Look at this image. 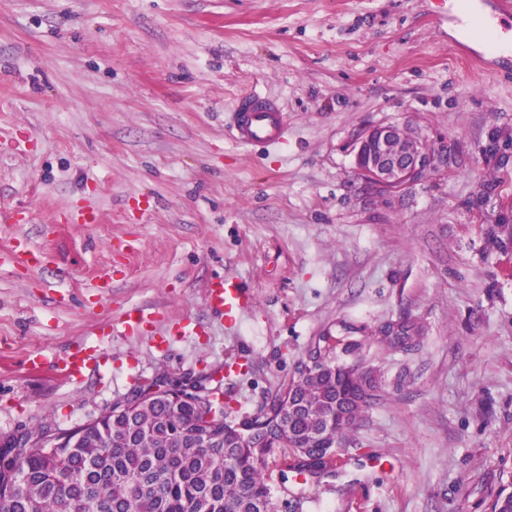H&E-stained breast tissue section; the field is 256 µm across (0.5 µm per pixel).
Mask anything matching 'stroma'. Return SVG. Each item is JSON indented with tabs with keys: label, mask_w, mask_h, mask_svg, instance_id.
<instances>
[{
	"label": "stroma",
	"mask_w": 512,
	"mask_h": 512,
	"mask_svg": "<svg viewBox=\"0 0 512 512\" xmlns=\"http://www.w3.org/2000/svg\"><path fill=\"white\" fill-rule=\"evenodd\" d=\"M455 2L0 0V210L25 215L0 223V436L159 377L251 415L329 336L381 396L332 471L271 463L275 512H489L512 491V233L488 241L512 225V56L454 37ZM253 92L288 117L280 149L229 132ZM387 123L447 146V174L366 187L355 139ZM226 274L250 297L232 328L206 298ZM134 309L152 321L125 328ZM402 321L414 350L381 340Z\"/></svg>",
	"instance_id": "stroma-1"
}]
</instances>
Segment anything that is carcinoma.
<instances>
[{"mask_svg": "<svg viewBox=\"0 0 512 512\" xmlns=\"http://www.w3.org/2000/svg\"><path fill=\"white\" fill-rule=\"evenodd\" d=\"M301 383L283 385L241 420L256 437L241 445L220 388L172 400L144 389L78 428L73 441L48 448L47 432L21 448L0 439V512H273L268 461L275 449L329 448L343 440L373 400L336 363ZM298 406L271 434L263 421L288 393Z\"/></svg>", "mask_w": 512, "mask_h": 512, "instance_id": "carcinoma-1", "label": "carcinoma"}]
</instances>
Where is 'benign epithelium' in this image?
<instances>
[{
	"label": "benign epithelium",
	"instance_id": "obj_1",
	"mask_svg": "<svg viewBox=\"0 0 512 512\" xmlns=\"http://www.w3.org/2000/svg\"><path fill=\"white\" fill-rule=\"evenodd\" d=\"M363 182L398 192L411 183L448 171V147L431 149L419 133L385 124L364 131L354 147Z\"/></svg>",
	"mask_w": 512,
	"mask_h": 512
}]
</instances>
